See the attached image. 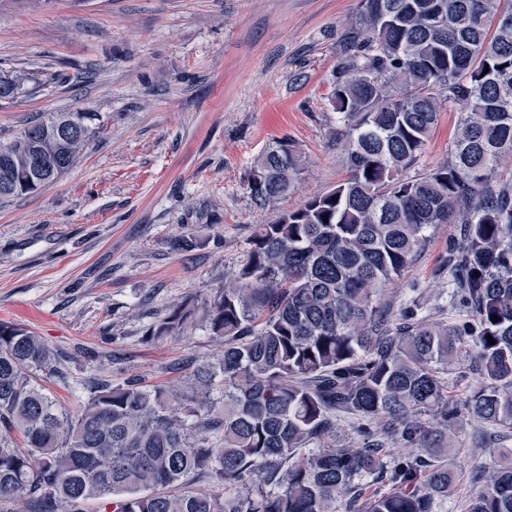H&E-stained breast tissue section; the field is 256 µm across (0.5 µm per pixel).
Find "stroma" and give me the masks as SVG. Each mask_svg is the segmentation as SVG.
I'll use <instances>...</instances> for the list:
<instances>
[{
    "label": "stroma",
    "instance_id": "35a3bbf8",
    "mask_svg": "<svg viewBox=\"0 0 512 512\" xmlns=\"http://www.w3.org/2000/svg\"><path fill=\"white\" fill-rule=\"evenodd\" d=\"M359 0H0V71L34 87L0 104V142L57 112L99 123L77 165L38 193L0 201V321L27 325L58 356L46 392L70 413L77 381L136 377L180 386L220 341L202 320L158 341L146 328L183 300L232 281L255 225L346 178L331 97L348 62ZM459 116L443 108L419 166L447 159ZM305 161L296 193L258 208L246 177L277 140ZM196 239L184 250L185 239ZM459 225L430 244L386 295L435 322L456 316L441 267ZM462 404L482 379L471 348L449 367ZM451 512H467L481 471L512 429L454 421Z\"/></svg>",
    "mask_w": 512,
    "mask_h": 512
}]
</instances>
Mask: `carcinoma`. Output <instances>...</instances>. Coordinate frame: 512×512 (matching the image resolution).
<instances>
[{"instance_id": "cac0c4a2", "label": "carcinoma", "mask_w": 512, "mask_h": 512, "mask_svg": "<svg viewBox=\"0 0 512 512\" xmlns=\"http://www.w3.org/2000/svg\"><path fill=\"white\" fill-rule=\"evenodd\" d=\"M347 47L332 95L347 178L257 225L233 281L145 330L173 336L199 313L223 342L180 393L101 382L70 415L41 385L61 372L56 355L26 326L0 321V501L25 512L92 502L113 512H448L457 411L442 370L465 345L477 351L482 386L464 410L512 427V179L496 174L512 163V9L359 0ZM447 105L459 112L450 157L408 175ZM92 121L61 112L1 142L0 200L69 171ZM66 124L83 125L85 139L54 135ZM304 170L293 144L274 142L250 168L252 202L287 198ZM442 224L464 226L447 261L461 317L433 322L413 301L393 312L386 286ZM427 412L433 427L419 418ZM341 415L385 422L411 450L338 445ZM500 456L468 512H512V448ZM368 478L392 489L369 493ZM196 483L223 493L189 489Z\"/></svg>"}]
</instances>
